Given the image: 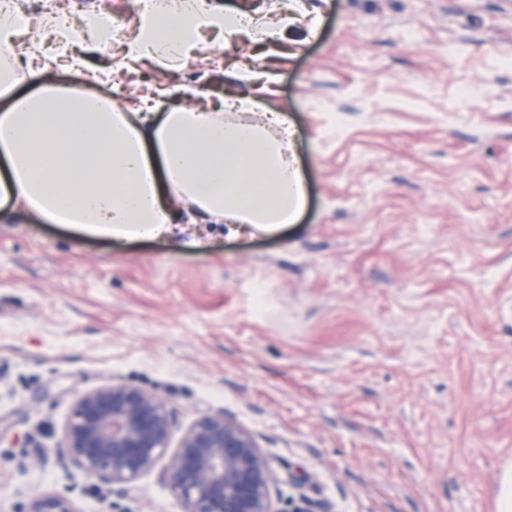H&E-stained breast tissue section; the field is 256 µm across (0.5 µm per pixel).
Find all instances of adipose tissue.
<instances>
[{
    "mask_svg": "<svg viewBox=\"0 0 512 512\" xmlns=\"http://www.w3.org/2000/svg\"><path fill=\"white\" fill-rule=\"evenodd\" d=\"M45 28L50 52L27 67L32 86L16 98L18 77L0 69V200L34 224H62L115 241L167 236L182 248L208 244L197 223L227 235L268 233L299 220L306 202L287 113L250 95L228 96L198 110L154 96L138 111L116 112L93 92L111 65L78 55L67 22ZM283 22L228 11L214 0H148L122 50L123 62L169 67L196 57L210 30L225 42L280 38ZM77 65L86 82L54 86L46 74Z\"/></svg>",
    "mask_w": 512,
    "mask_h": 512,
    "instance_id": "ef3b65f1",
    "label": "adipose tissue"
}]
</instances>
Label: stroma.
Here are the masks:
<instances>
[{
	"mask_svg": "<svg viewBox=\"0 0 512 512\" xmlns=\"http://www.w3.org/2000/svg\"><path fill=\"white\" fill-rule=\"evenodd\" d=\"M279 43L203 35L189 69L118 71L124 110L239 95L273 75L307 206L210 246L116 243L0 220V512H178L163 469L121 497L57 454L78 397L125 381L174 437L222 411L251 432L279 512H495L512 461V0H301ZM74 24L128 0H60ZM26 512H78L71 498L58 492L44 493L33 497Z\"/></svg>",
	"mask_w": 512,
	"mask_h": 512,
	"instance_id": "obj_1",
	"label": "stroma"
}]
</instances>
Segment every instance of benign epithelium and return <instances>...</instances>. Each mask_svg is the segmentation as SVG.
<instances>
[{
    "label": "benign epithelium",
    "instance_id": "benign-epithelium-1",
    "mask_svg": "<svg viewBox=\"0 0 512 512\" xmlns=\"http://www.w3.org/2000/svg\"><path fill=\"white\" fill-rule=\"evenodd\" d=\"M166 402L136 385L114 381L77 399L58 446L86 477L116 494L163 466L180 512H279L275 470L252 433L224 412L206 414L170 447ZM27 512H77L58 492L33 497Z\"/></svg>",
    "mask_w": 512,
    "mask_h": 512
}]
</instances>
